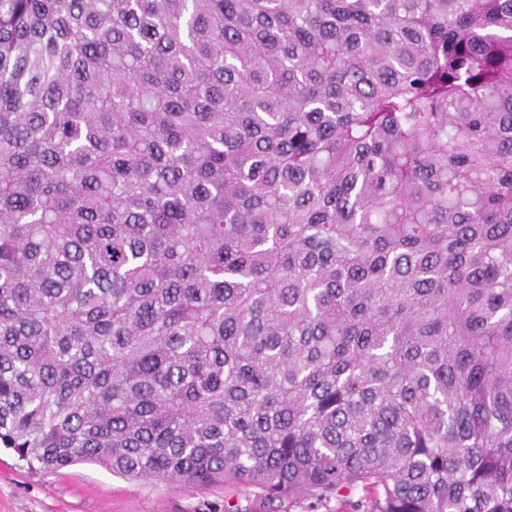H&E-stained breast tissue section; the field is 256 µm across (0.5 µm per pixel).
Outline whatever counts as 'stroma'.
<instances>
[{"mask_svg": "<svg viewBox=\"0 0 512 512\" xmlns=\"http://www.w3.org/2000/svg\"><path fill=\"white\" fill-rule=\"evenodd\" d=\"M0 512H271L241 486L128 480L92 463L28 469L0 448Z\"/></svg>", "mask_w": 512, "mask_h": 512, "instance_id": "obj_1", "label": "stroma"}]
</instances>
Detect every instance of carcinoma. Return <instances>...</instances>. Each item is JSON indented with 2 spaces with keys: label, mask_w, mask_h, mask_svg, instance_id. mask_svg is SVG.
Here are the masks:
<instances>
[{
  "label": "carcinoma",
  "mask_w": 512,
  "mask_h": 512,
  "mask_svg": "<svg viewBox=\"0 0 512 512\" xmlns=\"http://www.w3.org/2000/svg\"><path fill=\"white\" fill-rule=\"evenodd\" d=\"M0 448L512 512V0H0Z\"/></svg>",
  "instance_id": "carcinoma-1"
}]
</instances>
